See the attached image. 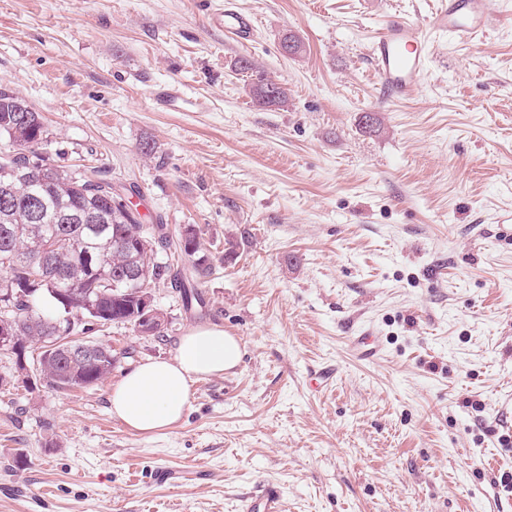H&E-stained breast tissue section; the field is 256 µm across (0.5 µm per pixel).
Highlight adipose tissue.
<instances>
[{
    "label": "adipose tissue",
    "instance_id": "1",
    "mask_svg": "<svg viewBox=\"0 0 512 512\" xmlns=\"http://www.w3.org/2000/svg\"><path fill=\"white\" fill-rule=\"evenodd\" d=\"M241 359L239 341L222 325L192 328L179 339L172 358L143 362L120 379L109 397L110 411L143 434L168 428L181 421L194 381L233 371Z\"/></svg>",
    "mask_w": 512,
    "mask_h": 512
}]
</instances>
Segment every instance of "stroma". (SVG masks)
I'll list each match as a JSON object with an SVG mask.
<instances>
[{"mask_svg":"<svg viewBox=\"0 0 512 512\" xmlns=\"http://www.w3.org/2000/svg\"><path fill=\"white\" fill-rule=\"evenodd\" d=\"M231 2L250 46L201 0H0V89L40 113L43 151L214 258L203 307L155 288L164 336L96 328L122 353L97 385L0 392V512H243L264 484L284 512H512V0L477 41L430 35L418 89L385 104L373 40L438 0ZM244 59L286 107L256 103ZM208 323L239 338L233 372L154 434L112 417L127 371ZM210 16L214 26L224 29L225 36L240 44L252 42L254 24L244 13L223 7L210 13Z\"/></svg>","mask_w":512,"mask_h":512,"instance_id":"obj_1","label":"stroma"}]
</instances>
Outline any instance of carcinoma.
<instances>
[{"label": "carcinoma", "instance_id": "1", "mask_svg": "<svg viewBox=\"0 0 512 512\" xmlns=\"http://www.w3.org/2000/svg\"><path fill=\"white\" fill-rule=\"evenodd\" d=\"M272 87L275 99L265 101L258 89ZM253 93L259 105L282 106L288 91L264 75H257ZM17 96H0V136L7 138L15 156L0 167V285L6 283L24 300L0 302V316L14 319L19 349L0 350L20 364L32 343L49 336L67 338L92 330L99 322L141 325L144 316L134 292L115 290L112 283L136 271L148 284L161 283L179 293L187 309L203 306L195 282L186 279L170 262L171 241L166 225L144 224L125 205L113 202L112 184L89 180L39 153L36 146L47 138L27 133L26 112L14 111ZM45 201L43 222L32 223V199ZM179 257L191 261L194 277L210 273L212 266L202 247L201 231L178 245ZM41 272V279L34 274ZM76 311L91 326H69L67 316ZM117 359L112 349L95 361L71 363L40 354L36 380L54 390L87 388L112 373Z\"/></svg>", "mask_w": 512, "mask_h": 512}]
</instances>
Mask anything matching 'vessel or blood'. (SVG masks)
I'll return each mask as SVG.
<instances>
[{
  "label": "vessel or blood",
  "instance_id": "obj_1",
  "mask_svg": "<svg viewBox=\"0 0 512 512\" xmlns=\"http://www.w3.org/2000/svg\"><path fill=\"white\" fill-rule=\"evenodd\" d=\"M491 18L489 0H442L425 23L417 24L400 15L389 19L371 48L379 101L403 99L418 88L427 67L429 33H445L457 41L469 42L486 33ZM211 20L232 40L252 42L254 24L244 13L221 8L212 13ZM245 512H283L280 492L262 486L247 501Z\"/></svg>",
  "mask_w": 512,
  "mask_h": 512
}]
</instances>
